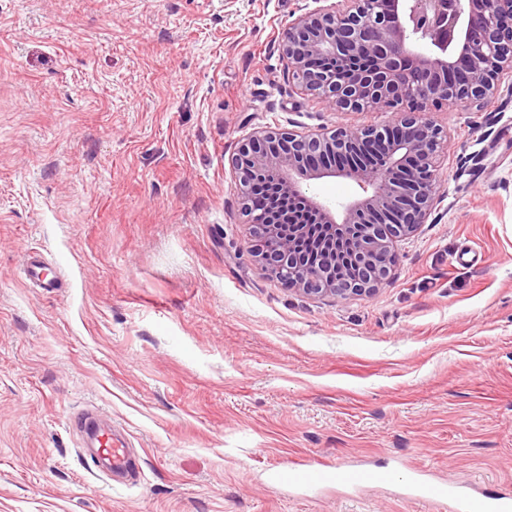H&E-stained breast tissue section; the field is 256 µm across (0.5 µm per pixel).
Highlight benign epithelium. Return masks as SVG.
Masks as SVG:
<instances>
[{
  "mask_svg": "<svg viewBox=\"0 0 512 512\" xmlns=\"http://www.w3.org/2000/svg\"><path fill=\"white\" fill-rule=\"evenodd\" d=\"M278 48L305 95L395 119L307 135L260 126L242 139L231 165L251 254L307 296H368L390 276L394 244L439 200L442 135L423 113L512 89V0H336L289 22ZM324 177L361 193L335 211L303 188ZM319 227L309 253L301 242Z\"/></svg>",
  "mask_w": 512,
  "mask_h": 512,
  "instance_id": "1",
  "label": "benign epithelium"
}]
</instances>
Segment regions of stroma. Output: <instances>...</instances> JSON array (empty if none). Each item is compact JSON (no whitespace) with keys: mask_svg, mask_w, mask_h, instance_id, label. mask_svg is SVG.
Instances as JSON below:
<instances>
[{"mask_svg":"<svg viewBox=\"0 0 512 512\" xmlns=\"http://www.w3.org/2000/svg\"><path fill=\"white\" fill-rule=\"evenodd\" d=\"M313 3L0 0V512H427L270 482L297 460L512 494V95L427 113L441 201L371 296L301 295L249 252L241 138L392 119L289 82L278 38ZM88 406L135 480L94 475ZM47 267V264L37 254H27L26 276L28 280L36 283L41 288H56L57 273L53 278H48Z\"/></svg>","mask_w":512,"mask_h":512,"instance_id":"35a3bbf8","label":"stroma"}]
</instances>
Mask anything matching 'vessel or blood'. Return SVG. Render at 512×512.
Masks as SVG:
<instances>
[{"label": "vessel or blood", "instance_id": "1", "mask_svg": "<svg viewBox=\"0 0 512 512\" xmlns=\"http://www.w3.org/2000/svg\"><path fill=\"white\" fill-rule=\"evenodd\" d=\"M26 276L29 281L43 288L56 287V279L50 278L46 263L37 254L27 256ZM79 432L94 436V461L100 471L113 476L119 473L136 475L138 464L126 441L116 439L111 426L100 425L93 411L78 413L71 422ZM275 483L292 482L301 487L315 488L324 484H346L351 486H381L403 481L404 476L394 469H360L348 471L339 467L322 470L314 468L275 469L270 473ZM418 501L428 504L432 512H445L453 507L454 512H512V498H490L482 494L461 495L451 483H420L416 495Z\"/></svg>", "mask_w": 512, "mask_h": 512}]
</instances>
